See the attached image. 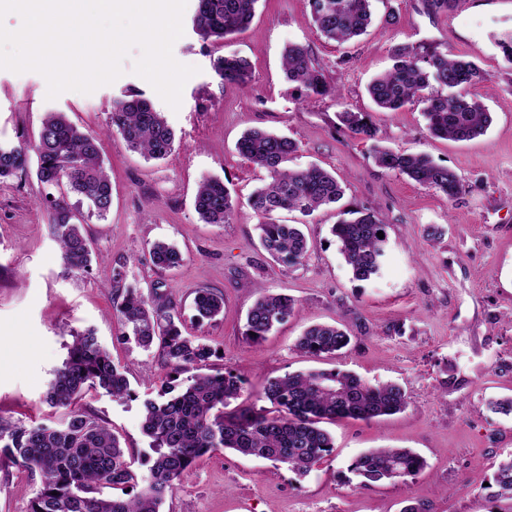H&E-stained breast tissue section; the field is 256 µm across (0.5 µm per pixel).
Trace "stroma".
Returning a JSON list of instances; mask_svg holds the SVG:
<instances>
[{"instance_id": "1", "label": "stroma", "mask_w": 512, "mask_h": 512, "mask_svg": "<svg viewBox=\"0 0 512 512\" xmlns=\"http://www.w3.org/2000/svg\"><path fill=\"white\" fill-rule=\"evenodd\" d=\"M399 15L387 26L388 9ZM374 22L357 40L337 43L316 30L310 0H259L249 27L218 42L185 28L173 46L181 64L197 67L186 82L179 110L132 71L92 93L48 99L45 78L34 71L0 69V142L36 144L47 113L62 112L98 133L112 180V207L98 216L77 196L76 205L102 260L86 273L70 269L54 240L48 193L34 172L0 180V416L31 426L60 420L44 394L67 357L74 333L94 330L116 365L125 370L133 398L102 390L83 395L80 407L106 421L139 472L153 453L141 429L142 402L156 397L169 370L156 352L123 338L112 311L113 272L123 282L161 285L186 332L215 351L213 369H232L245 385L238 405L263 406L266 382L286 373L342 369L370 383L395 382L406 408L370 422L325 423L334 451L307 475L287 465L218 450L202 458L168 497L161 512H512V499L493 486L499 463L512 457V415L490 410V400L512 397V62L500 40L512 33V0H457L446 12L426 0H374ZM309 46L336 97L305 98L286 80L285 46ZM449 49L486 74L472 93L492 117L487 132L467 142L431 137L418 104L377 111L367 86L392 64L395 45ZM236 54L253 69L250 86L224 82L217 58ZM143 94L175 135L172 153L145 159L109 131L114 98ZM369 113L382 145L423 152L454 170L464 188L456 198L378 167L371 144L343 127L341 107ZM250 128L297 142L289 166L312 165L335 174L344 188L338 206L312 215L282 211L276 218L302 225L308 252L286 269L262 249L259 217L247 203L269 176L242 157L236 143ZM224 181L237 201L227 224H205L194 207L199 182ZM381 216L388 248L379 276L354 279L331 227L343 209ZM445 229L427 241L424 229ZM157 241L175 244L185 263L161 272L142 258ZM296 301L286 321L258 342L244 336L253 286ZM224 297V313L198 320L194 292ZM341 323L351 338L336 356L314 358L296 341L317 323ZM410 448L426 466L404 482L361 488L350 473L370 448ZM39 472L0 468V512H28L40 487Z\"/></svg>"}]
</instances>
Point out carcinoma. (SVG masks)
I'll return each mask as SVG.
<instances>
[{
  "label": "carcinoma",
  "instance_id": "carcinoma-1",
  "mask_svg": "<svg viewBox=\"0 0 512 512\" xmlns=\"http://www.w3.org/2000/svg\"><path fill=\"white\" fill-rule=\"evenodd\" d=\"M258 0H199L192 18L194 31L204 41L222 40L251 23ZM316 29L325 38L348 42L367 31L372 22V0H311ZM392 67L375 77L367 93L378 111L394 112L418 101L430 135L454 141L482 136L491 124L490 113L472 97L470 89L485 80V72L464 56L434 49L421 51L403 44L394 47ZM288 81L308 97L335 94L325 73L314 62L308 46L288 45L283 56ZM226 82L247 87L253 80L249 61L224 56L215 64ZM337 117L348 131L372 142L375 163L435 188L448 198L457 197L463 185L450 168L423 153H403L380 144L379 131L366 112L343 107ZM110 126L126 145L147 159H163L173 149L174 134L161 113L140 94L112 101ZM239 154L269 173V180L254 190L248 205L261 218L260 243L284 268L301 263L307 239L298 224L275 221L278 211L309 215L338 203L344 191L336 176L312 165L295 170L285 166L298 144L262 129H249L237 142ZM29 147L0 145V178L28 168ZM36 178L46 186L63 188L87 200L98 216L112 205V183L99 152L98 136L80 130L61 112H50L42 122L35 145ZM195 210L205 224H227L236 202L224 182L201 180ZM349 217L333 225L332 234L355 279L368 281L381 272L388 237L387 224L371 211L349 210ZM51 230L60 244L62 258L72 269L88 271L90 248L79 212L65 199L51 201ZM148 261L160 271L180 268L181 252L172 244L155 242ZM116 283L112 302L124 328L145 349H156L169 375L194 374L178 392L162 402L143 401L142 431L155 453L149 473L141 476L126 459L118 437L102 421L76 407L90 389H103L113 397L132 396L130 383L114 364L93 330L74 335L69 354L50 382L44 401L67 410L58 425L19 426L0 417V466L35 469L42 487L29 512H160L196 463L221 448L242 456H254L286 464L306 474L332 454L331 436L319 423L336 419L371 421L403 411L406 392L392 382L373 385L356 374L339 369L288 373L270 380L262 398L272 405L230 408L238 399L243 380L227 369L208 373L205 368L215 350L182 329L168 296L153 287L145 293L121 285L122 274L113 272ZM244 335L257 342L295 311L293 298L256 289ZM201 319L224 312V298L209 289H198L193 299ZM350 344V336L337 325L316 324L297 341V348L312 356L332 355ZM423 458L407 448H372L359 454L349 466L362 487L403 482L416 476ZM498 494L512 496V457L501 462L494 476ZM122 495L105 496L102 489Z\"/></svg>",
  "mask_w": 512,
  "mask_h": 512
}]
</instances>
